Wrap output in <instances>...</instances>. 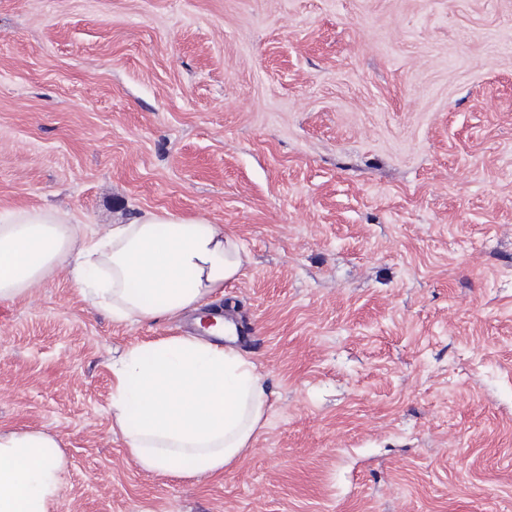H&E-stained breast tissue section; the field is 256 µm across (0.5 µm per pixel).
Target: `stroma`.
Masks as SVG:
<instances>
[{
	"mask_svg": "<svg viewBox=\"0 0 512 512\" xmlns=\"http://www.w3.org/2000/svg\"><path fill=\"white\" fill-rule=\"evenodd\" d=\"M234 234L269 391L222 476L140 470L112 321L67 269L0 303V430L49 512H512V0H0V210ZM42 430L0 431V512H49L64 460Z\"/></svg>",
	"mask_w": 512,
	"mask_h": 512,
	"instance_id": "35a3bbf8",
	"label": "stroma"
}]
</instances>
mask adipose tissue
<instances>
[{
    "instance_id": "obj_1",
    "label": "adipose tissue",
    "mask_w": 512,
    "mask_h": 512,
    "mask_svg": "<svg viewBox=\"0 0 512 512\" xmlns=\"http://www.w3.org/2000/svg\"><path fill=\"white\" fill-rule=\"evenodd\" d=\"M247 261L223 225L148 212L102 235L49 211H0V301L70 265L80 292L117 322L198 307ZM267 412L254 361L197 336L135 345L112 363V427L141 470L202 479L249 450ZM64 460L42 430L0 431V512H49Z\"/></svg>"
}]
</instances>
